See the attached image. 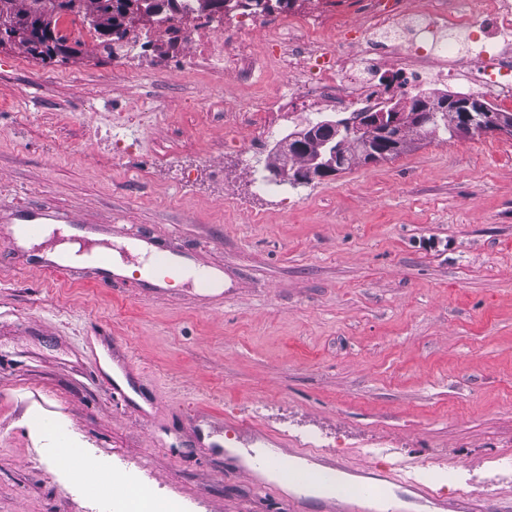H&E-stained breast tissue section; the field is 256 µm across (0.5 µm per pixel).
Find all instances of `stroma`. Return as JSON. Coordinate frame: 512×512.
<instances>
[{
	"instance_id": "stroma-1",
	"label": "stroma",
	"mask_w": 512,
	"mask_h": 512,
	"mask_svg": "<svg viewBox=\"0 0 512 512\" xmlns=\"http://www.w3.org/2000/svg\"><path fill=\"white\" fill-rule=\"evenodd\" d=\"M64 29L65 58L0 48V206L84 208L125 263L156 237L224 280L145 295L0 261V512H114L126 479L183 512H290L237 474L242 417L403 497L512 500V138L414 135L266 193L224 134L230 77L120 65L80 18ZM77 448L120 482L86 494Z\"/></svg>"
}]
</instances>
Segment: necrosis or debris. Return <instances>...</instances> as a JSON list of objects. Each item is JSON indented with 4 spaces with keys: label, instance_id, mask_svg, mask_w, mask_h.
<instances>
[{
    "label": "necrosis or debris",
    "instance_id": "4bbe7bcc",
    "mask_svg": "<svg viewBox=\"0 0 512 512\" xmlns=\"http://www.w3.org/2000/svg\"><path fill=\"white\" fill-rule=\"evenodd\" d=\"M177 6L171 17L148 19L164 45L178 46L173 67L198 57L250 88L253 70L238 54L251 36L266 32L264 61L288 71L286 98L310 113L325 105L371 111L391 88L409 92L433 76L457 79L465 53L473 61L469 91L512 106V0H299L279 33L267 31L254 12L204 11L198 0H177ZM387 71L395 85L378 81ZM241 110L249 124L245 149L263 154L279 108L249 97Z\"/></svg>",
    "mask_w": 512,
    "mask_h": 512
}]
</instances>
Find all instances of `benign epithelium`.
<instances>
[{
  "mask_svg": "<svg viewBox=\"0 0 512 512\" xmlns=\"http://www.w3.org/2000/svg\"><path fill=\"white\" fill-rule=\"evenodd\" d=\"M450 114L456 116L453 129L458 134L488 132L512 138V117L491 110L475 96L420 93L390 102L378 112H356L346 118L339 129L353 144L350 154L319 144L309 127L292 135L280 151V161L272 174L285 180L309 181L339 172L355 162L381 161L406 146L399 138V129L413 121L421 122L426 115L446 119ZM299 154L310 159L305 169L294 166Z\"/></svg>",
  "mask_w": 512,
  "mask_h": 512,
  "instance_id": "obj_1",
  "label": "benign epithelium"
}]
</instances>
